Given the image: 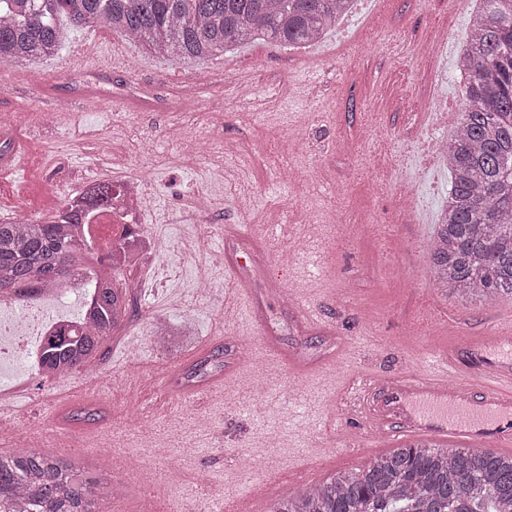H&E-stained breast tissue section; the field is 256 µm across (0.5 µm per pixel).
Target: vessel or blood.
Returning <instances> with one entry per match:
<instances>
[{
    "label": "vessel or blood",
    "mask_w": 512,
    "mask_h": 512,
    "mask_svg": "<svg viewBox=\"0 0 512 512\" xmlns=\"http://www.w3.org/2000/svg\"><path fill=\"white\" fill-rule=\"evenodd\" d=\"M37 94L18 102L21 110H48L52 92L34 79ZM467 345L475 371L462 369L457 349L434 350L428 362L392 376L362 370L354 374L328 417L342 425L345 446L374 442L395 446L416 437L450 442L472 449L512 451V308L499 315ZM256 358L301 370L273 338L265 337ZM358 425L350 433L349 425Z\"/></svg>",
    "instance_id": "1"
}]
</instances>
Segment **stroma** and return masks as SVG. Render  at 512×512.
<instances>
[{"mask_svg":"<svg viewBox=\"0 0 512 512\" xmlns=\"http://www.w3.org/2000/svg\"><path fill=\"white\" fill-rule=\"evenodd\" d=\"M475 4L356 0L346 42L328 40L298 49L257 41L193 62L156 56L119 33L86 26L69 29L57 57L0 64V112L28 98V77L40 74L53 85L57 111L79 115L77 122L52 128L29 117L23 126L28 154L0 147V223L20 211L48 217L87 183L115 173H144L155 193V212L145 222L156 248L145 251L141 268L130 278L137 281L144 270L156 271V290L146 296L141 289H129L120 329L66 382L111 428L112 456L87 451L82 455L86 465L109 477L113 456L133 453L142 461L140 476L115 482L103 512H139L147 487L154 489L160 512L174 505L180 512H206L215 502L234 500L241 487L259 482L255 463L272 441L281 468L311 472L318 481L339 469L364 466L378 455V447L350 454L335 446L324 424L349 377L362 367L381 375L399 373L411 350L439 345L455 320H462L464 335L475 336L512 306L507 297L463 304L436 293L424 256L439 219V197L448 189V169L430 164L423 154L414 158L412 168L403 165L408 148L432 133L415 105L432 90L423 48L430 31L441 24L448 27L441 95L449 118L456 123L462 118L464 82L456 61ZM369 26L381 30L383 38L358 49ZM90 40L97 41L101 55L112 57L115 69L104 67L101 55L79 70L63 66V58ZM215 74L246 80L266 97L267 108L255 124L239 119L245 103L212 88ZM187 75L201 84L198 110L240 149L237 160H173L162 140L175 133L181 113L143 108L126 94L127 88L139 86L165 98ZM290 84L303 88L304 97H289ZM123 121L137 127L138 136L113 143L111 155H103L102 134ZM292 136L299 139L303 179L315 187L313 195L297 200L273 179ZM28 167L38 176L25 190L19 179ZM204 186L212 190L216 208L190 225L188 234H180L174 220ZM242 195L252 196L263 211L283 209L288 216L272 233L250 241L248 250L237 251L248 295L243 306L229 312L224 292L234 283L227 274L210 272L215 290L206 298L193 294L190 280L199 275L207 253L233 246L228 227L247 221L236 206ZM312 208L328 214L335 230L327 234L309 223ZM371 220L379 223L382 236L368 229ZM298 237L313 240V262L280 265L277 253ZM304 278L316 291L325 329H301L296 311L266 290L271 281L286 286ZM256 311L264 318L265 335L311 366L302 379L303 391L291 392L282 376L272 378V390L263 398L243 380L231 394L179 402L156 384L154 369L179 365L181 372L172 379L179 386L183 370L218 353L225 368L236 367L240 355L262 342L263 335L245 327ZM159 322L173 330L164 348L150 338ZM132 338L140 343L135 369L125 348ZM331 354L336 375L329 379L317 368ZM0 379L18 386L16 411L0 418V432L53 435L55 379L30 372L23 351ZM205 415L213 418V427L196 433Z\"/></svg>","mask_w":512,"mask_h":512,"instance_id":"35a3bbf8","label":"stroma"}]
</instances>
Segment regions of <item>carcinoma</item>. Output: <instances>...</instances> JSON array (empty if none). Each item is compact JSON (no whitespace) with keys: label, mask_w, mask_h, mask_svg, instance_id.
<instances>
[{"label":"carcinoma","mask_w":512,"mask_h":512,"mask_svg":"<svg viewBox=\"0 0 512 512\" xmlns=\"http://www.w3.org/2000/svg\"><path fill=\"white\" fill-rule=\"evenodd\" d=\"M460 46L466 108L448 141V203L428 249L441 293L462 303L512 298V0H479ZM354 0H0V63L55 56L65 26H99L157 56L204 60L251 41L306 48ZM112 206L94 183L47 220L0 224V297L55 285L88 268L79 216ZM84 334L43 337L41 371L71 374L96 356L126 313L121 269L101 270ZM112 479L41 448L0 453V512H102ZM270 512H512V456L445 448L424 438L343 470Z\"/></svg>","instance_id":"carcinoma-1"}]
</instances>
